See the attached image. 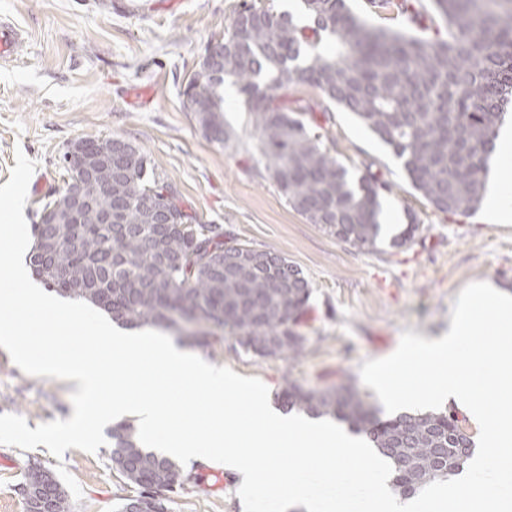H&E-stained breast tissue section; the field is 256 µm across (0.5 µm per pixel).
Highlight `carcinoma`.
Returning a JSON list of instances; mask_svg holds the SVG:
<instances>
[{"label": "carcinoma", "instance_id": "obj_1", "mask_svg": "<svg viewBox=\"0 0 512 512\" xmlns=\"http://www.w3.org/2000/svg\"><path fill=\"white\" fill-rule=\"evenodd\" d=\"M310 26L256 0H242L227 26L222 63L211 72L200 58L182 95L211 139L229 145L224 84L236 85L253 118L265 168L288 205L327 234L359 248L379 237L380 191L374 176L349 184L326 145L327 132L305 115L335 103L352 112L395 155L422 197L443 213L467 214L484 197V178L497 129L512 104V0H432L429 37L372 27L345 0H304ZM334 52L318 51L321 42ZM307 84L321 102L288 101ZM119 206L93 187L90 202L66 204L74 171L54 191L33 225L31 265L45 287L91 303L126 326L170 330L207 346L222 330L260 357H299L295 331L311 296L307 278L270 248L243 252L217 224L187 210L172 184L148 169L144 151L126 142ZM169 213L157 224L141 200ZM286 411L342 420L363 433L394 466L391 490L409 498L455 475L472 455L473 437L453 409L404 412L381 420L350 385L306 389L288 382ZM112 470L140 489L148 512H168L179 484L178 464L142 446L129 421L108 429ZM43 491L56 512L68 494L49 469L31 465L20 494Z\"/></svg>", "mask_w": 512, "mask_h": 512}]
</instances>
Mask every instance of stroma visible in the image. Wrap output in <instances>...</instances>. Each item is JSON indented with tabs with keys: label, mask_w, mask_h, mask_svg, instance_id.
<instances>
[{
	"label": "stroma",
	"mask_w": 512,
	"mask_h": 512,
	"mask_svg": "<svg viewBox=\"0 0 512 512\" xmlns=\"http://www.w3.org/2000/svg\"><path fill=\"white\" fill-rule=\"evenodd\" d=\"M239 0H0V19L24 33L12 61L0 63V185L16 151L36 161L24 217L39 220L63 184L60 157L80 139L120 137L140 147L185 206L225 235L273 248L297 266L312 288L298 327L305 352L296 359L245 353L221 334L198 355L245 377L259 378L270 402L287 381L324 388L349 380L370 404L378 398L360 376L365 360L392 354L402 333L425 339L448 330L451 308L466 285L491 281L512 292V223L485 211L452 216L417 192L391 148L351 112L330 104L323 123L351 180L373 175L387 186L384 208L420 230L406 245L358 248L336 240L288 206L259 164L252 116L238 94L225 95L230 146L208 139L187 112L181 90L204 47L222 39ZM71 380L24 373L0 349V414L29 428L73 414ZM64 466L82 489L71 512H115L138 487L113 472L108 447L76 448L63 458L45 446L0 445V512H25L18 492L26 468ZM169 512H244L236 480L217 465L191 461Z\"/></svg>",
	"instance_id": "35a3bbf8"
}]
</instances>
